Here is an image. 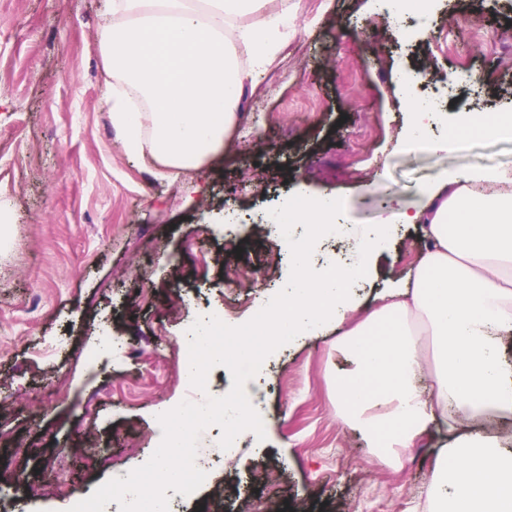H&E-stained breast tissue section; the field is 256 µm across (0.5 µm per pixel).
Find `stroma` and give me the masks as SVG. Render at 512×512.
<instances>
[{
    "mask_svg": "<svg viewBox=\"0 0 512 512\" xmlns=\"http://www.w3.org/2000/svg\"><path fill=\"white\" fill-rule=\"evenodd\" d=\"M107 7L0 0V203L13 216L0 226V512H67L148 460L159 414L230 389L221 366L192 388L180 345L205 313L239 326L285 287L288 244L266 220L289 195L334 196L361 230L391 203L421 207L439 173L512 168V138L461 120L512 114V0H439L408 39L385 0H302L223 156L183 172L128 156L112 129L97 43ZM404 69L440 98L431 134L455 136L453 153L400 149ZM384 248L380 288L425 241L396 224ZM243 269L250 284L228 287ZM104 322L132 351L124 364L95 359ZM335 344L331 328L264 360L260 443L224 451L220 427L206 428V479L194 497L171 494L170 512H243L248 500L262 512H425L434 441L400 469L380 466L336 416L330 378L349 363ZM90 448L111 467L92 465Z\"/></svg>",
    "mask_w": 512,
    "mask_h": 512,
    "instance_id": "obj_1",
    "label": "stroma"
}]
</instances>
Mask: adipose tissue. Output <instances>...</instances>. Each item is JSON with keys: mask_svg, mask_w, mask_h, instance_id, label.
<instances>
[{"mask_svg": "<svg viewBox=\"0 0 512 512\" xmlns=\"http://www.w3.org/2000/svg\"><path fill=\"white\" fill-rule=\"evenodd\" d=\"M300 0H109L98 45L110 73L103 103L128 155L198 167L224 148L256 88L288 44ZM423 207L391 208L380 225H419L426 253L373 307L352 293L377 269L376 230L353 238V262L309 265L291 242L292 275L277 309L235 330L213 357L246 353L335 326L352 367L333 382L336 413L362 430L379 465L399 468L437 434L429 512H512V448L490 427L512 418V170L439 176ZM337 199L289 200L291 223L334 225Z\"/></svg>", "mask_w": 512, "mask_h": 512, "instance_id": "adipose-tissue-1", "label": "adipose tissue"}]
</instances>
